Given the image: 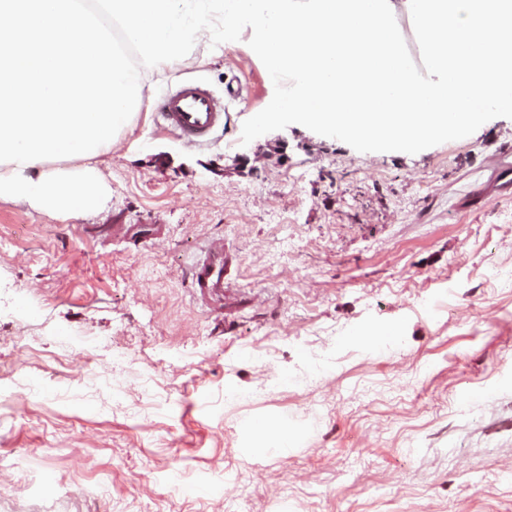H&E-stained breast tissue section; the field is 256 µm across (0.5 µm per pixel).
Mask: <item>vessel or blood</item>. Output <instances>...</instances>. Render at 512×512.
<instances>
[{
  "label": "vessel or blood",
  "instance_id": "vessel-or-blood-1",
  "mask_svg": "<svg viewBox=\"0 0 512 512\" xmlns=\"http://www.w3.org/2000/svg\"><path fill=\"white\" fill-rule=\"evenodd\" d=\"M158 112L165 128L190 144L207 141L214 131L223 127L226 117L223 103L195 83L182 84L177 90L165 94ZM228 261L223 241L212 242L204 249L192 268L196 297L223 299L224 270Z\"/></svg>",
  "mask_w": 512,
  "mask_h": 512
}]
</instances>
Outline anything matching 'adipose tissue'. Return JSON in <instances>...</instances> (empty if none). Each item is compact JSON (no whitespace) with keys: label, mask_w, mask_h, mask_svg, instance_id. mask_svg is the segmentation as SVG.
Returning <instances> with one entry per match:
<instances>
[{"label":"adipose tissue","mask_w":512,"mask_h":512,"mask_svg":"<svg viewBox=\"0 0 512 512\" xmlns=\"http://www.w3.org/2000/svg\"><path fill=\"white\" fill-rule=\"evenodd\" d=\"M109 154V149H99L97 156L80 164L69 160L44 161L28 168L14 163L0 165V201L19 202L65 219L82 218L110 194L96 166L98 158Z\"/></svg>","instance_id":"obj_1"}]
</instances>
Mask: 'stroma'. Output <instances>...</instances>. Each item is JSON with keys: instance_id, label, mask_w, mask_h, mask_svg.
Returning <instances> with one entry per match:
<instances>
[{"instance_id": "stroma-1", "label": "stroma", "mask_w": 512, "mask_h": 512, "mask_svg": "<svg viewBox=\"0 0 512 512\" xmlns=\"http://www.w3.org/2000/svg\"><path fill=\"white\" fill-rule=\"evenodd\" d=\"M184 82L224 99L204 144L150 104L97 211L0 201V512H512V190L486 166L512 119L416 154L298 124L244 146L274 94L249 45L197 43L154 94ZM218 239L220 313L190 277Z\"/></svg>"}]
</instances>
